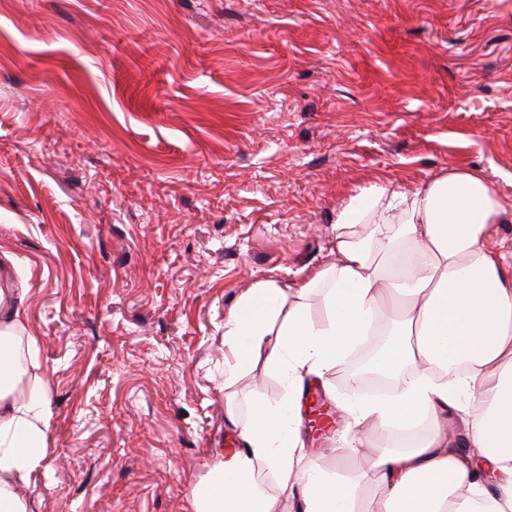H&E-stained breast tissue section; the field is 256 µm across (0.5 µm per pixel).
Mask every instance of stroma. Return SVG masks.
Segmentation results:
<instances>
[{
  "instance_id": "obj_1",
  "label": "stroma",
  "mask_w": 512,
  "mask_h": 512,
  "mask_svg": "<svg viewBox=\"0 0 512 512\" xmlns=\"http://www.w3.org/2000/svg\"><path fill=\"white\" fill-rule=\"evenodd\" d=\"M512 199V0H0V251L53 418L29 512H192L224 320L333 260L378 184ZM337 412L302 408L329 471Z\"/></svg>"
}]
</instances>
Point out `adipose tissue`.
Returning a JSON list of instances; mask_svg holds the SVG:
<instances>
[{
	"instance_id": "obj_1",
	"label": "adipose tissue",
	"mask_w": 512,
	"mask_h": 512,
	"mask_svg": "<svg viewBox=\"0 0 512 512\" xmlns=\"http://www.w3.org/2000/svg\"><path fill=\"white\" fill-rule=\"evenodd\" d=\"M508 205L483 175L454 168L424 186L371 188L336 217L334 261L298 287L249 289L224 322V416L242 445L190 489L193 512H512V258L488 228ZM26 288L0 287V512H28L19 484L39 469L52 409ZM324 314L314 317V305ZM387 341L372 370L387 397L351 388L337 442L366 453L368 474L329 472L299 432L301 392L364 336ZM281 382L272 402L235 387L255 361ZM462 411L461 446L444 420ZM426 422L407 448H372V433ZM374 496H367L365 479Z\"/></svg>"
}]
</instances>
